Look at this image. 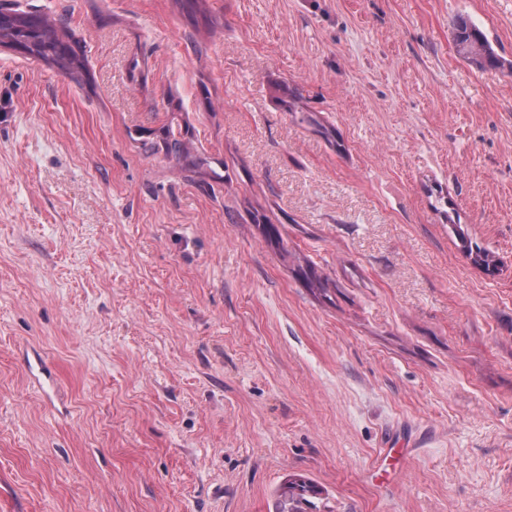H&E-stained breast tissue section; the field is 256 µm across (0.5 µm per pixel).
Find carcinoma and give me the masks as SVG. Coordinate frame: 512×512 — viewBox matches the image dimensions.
Listing matches in <instances>:
<instances>
[{
  "mask_svg": "<svg viewBox=\"0 0 512 512\" xmlns=\"http://www.w3.org/2000/svg\"><path fill=\"white\" fill-rule=\"evenodd\" d=\"M180 13L192 25L204 22L210 32H215L219 22L211 15L207 0H173ZM453 41L457 52L471 64L482 70L507 68L512 63L493 49L487 35L463 18L453 24ZM9 43L20 45L26 56L39 61L77 83L88 80L87 56L83 42L76 36L66 13L47 16L33 7L15 2L9 7L0 5V47ZM276 100L287 112L300 115V121L316 123L301 105L299 89L282 80L274 83ZM138 147L148 153L163 154L179 165L184 178L215 193L214 185H229L232 176L223 160L210 157L194 146L193 128L184 121L170 120L155 130H139L131 136ZM251 221L260 231L264 241L281 255L288 254L281 230L265 208L248 210ZM454 234L464 242V249L472 263L485 270L490 269L491 255L486 250L466 243L461 225H454ZM319 494L317 486L301 480L290 479L280 490L281 508L277 512H305L310 498Z\"/></svg>",
  "mask_w": 512,
  "mask_h": 512,
  "instance_id": "carcinoma-1",
  "label": "carcinoma"
}]
</instances>
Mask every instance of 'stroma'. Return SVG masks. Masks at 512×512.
<instances>
[{
    "mask_svg": "<svg viewBox=\"0 0 512 512\" xmlns=\"http://www.w3.org/2000/svg\"><path fill=\"white\" fill-rule=\"evenodd\" d=\"M28 3L90 75L0 49V512H276L297 477L312 512H512V75L452 37L512 60V0H208L212 36L171 0ZM170 93L230 188L131 141ZM452 35L457 52L477 68L482 70L507 68L512 71V63L498 55L487 35L467 20L457 19L453 24ZM274 89L277 94L275 98L278 104L283 107L286 112L301 114L299 118L300 121L319 125V123L307 113L309 111L304 109L301 105V93L296 86L290 85L287 80H282L274 83ZM267 212L268 210L262 207L257 209L252 206V209H248L252 224H255L260 231L264 241L281 255H288L287 245L284 244L281 230L278 224L272 222Z\"/></svg>",
    "mask_w": 512,
    "mask_h": 512,
    "instance_id": "stroma-1",
    "label": "stroma"
}]
</instances>
